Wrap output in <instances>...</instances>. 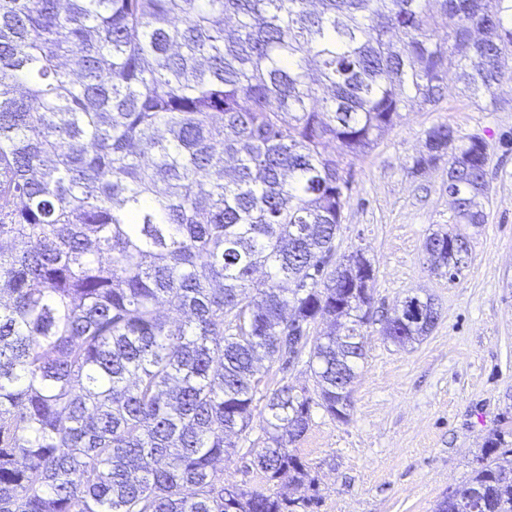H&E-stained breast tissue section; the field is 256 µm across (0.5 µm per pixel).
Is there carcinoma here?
Listing matches in <instances>:
<instances>
[{
  "label": "carcinoma",
  "instance_id": "carcinoma-1",
  "mask_svg": "<svg viewBox=\"0 0 512 512\" xmlns=\"http://www.w3.org/2000/svg\"><path fill=\"white\" fill-rule=\"evenodd\" d=\"M509 59L512 0H0V512L318 504L291 445L349 418L375 281L333 265L342 157L453 80L496 107ZM425 147L455 223H485V139ZM424 250L450 281L470 260L459 228ZM437 320L410 293L383 334ZM304 357L315 389L271 392L249 450L272 489L224 483L263 361ZM468 507L512 512L498 431L435 512Z\"/></svg>",
  "mask_w": 512,
  "mask_h": 512
}]
</instances>
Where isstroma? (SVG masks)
<instances>
[{
  "label": "stroma",
  "instance_id": "1",
  "mask_svg": "<svg viewBox=\"0 0 512 512\" xmlns=\"http://www.w3.org/2000/svg\"><path fill=\"white\" fill-rule=\"evenodd\" d=\"M496 94L497 108L486 110L448 90L348 160L336 254L361 250L371 259L374 322L348 421L316 411L294 445L318 481L314 512H434L467 481L489 433H512V81ZM438 124L490 146L485 222L469 228L470 262L452 282L431 273L424 251L430 234L455 223L448 164L414 168L427 130ZM411 290L434 298L439 319L402 348L381 326ZM260 434L236 437L225 482L265 488L245 456Z\"/></svg>",
  "mask_w": 512,
  "mask_h": 512
}]
</instances>
